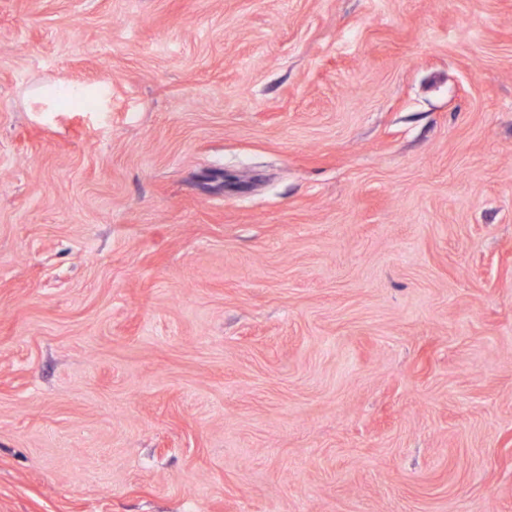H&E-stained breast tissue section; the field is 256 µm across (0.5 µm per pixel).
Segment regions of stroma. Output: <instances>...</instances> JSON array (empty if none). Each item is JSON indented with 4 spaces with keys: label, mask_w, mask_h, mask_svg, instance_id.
Masks as SVG:
<instances>
[{
    "label": "stroma",
    "mask_w": 512,
    "mask_h": 512,
    "mask_svg": "<svg viewBox=\"0 0 512 512\" xmlns=\"http://www.w3.org/2000/svg\"><path fill=\"white\" fill-rule=\"evenodd\" d=\"M0 512H512V0H0Z\"/></svg>",
    "instance_id": "1"
}]
</instances>
